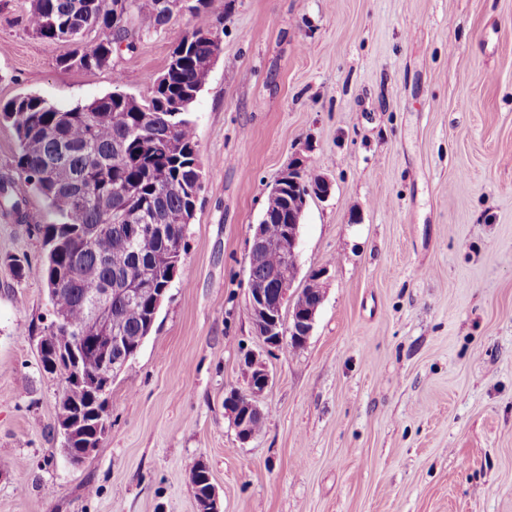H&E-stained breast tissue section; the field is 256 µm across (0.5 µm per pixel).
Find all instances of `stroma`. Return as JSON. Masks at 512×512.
<instances>
[{"mask_svg":"<svg viewBox=\"0 0 512 512\" xmlns=\"http://www.w3.org/2000/svg\"><path fill=\"white\" fill-rule=\"evenodd\" d=\"M0 0V103L67 109L148 96L190 27L177 14L109 67ZM221 52L191 108L202 182L178 273L115 378L104 449H62L61 385L37 342L52 321L33 219L44 199L0 122V512H197L203 460L221 512H512V0H214ZM309 199L295 288L326 270L297 351L249 315L248 248L293 162ZM27 259L17 275L11 258ZM265 362L262 430L241 443L224 397Z\"/></svg>","mask_w":512,"mask_h":512,"instance_id":"stroma-1","label":"stroma"}]
</instances>
